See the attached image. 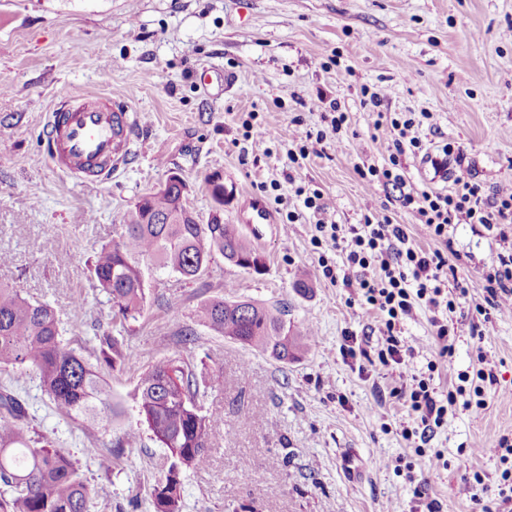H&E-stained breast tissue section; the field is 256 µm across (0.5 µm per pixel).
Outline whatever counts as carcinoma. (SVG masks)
I'll return each mask as SVG.
<instances>
[{"mask_svg": "<svg viewBox=\"0 0 512 512\" xmlns=\"http://www.w3.org/2000/svg\"><path fill=\"white\" fill-rule=\"evenodd\" d=\"M186 186L166 183L130 205L117 241L103 247L92 276L112 302L115 315L137 320L147 305L143 264L156 273L193 280L218 253L255 273L264 259L235 224L224 223V185L212 190L214 206L200 222L186 199ZM285 312L253 300L213 298L200 302L194 320L245 347L288 363L304 343L290 334ZM95 360L63 343L52 306L33 302L0 281V368L30 369L56 410L90 427L122 416L101 369L128 365L132 356L117 337H97ZM199 380L178 357L145 369L133 391L140 422L168 450V466L151 493L153 512H182L184 477L209 461V432L217 421L204 413ZM25 402L0 391V512H89L91 492L74 462L53 442L29 435Z\"/></svg>", "mask_w": 512, "mask_h": 512, "instance_id": "cac0c4a2", "label": "carcinoma"}]
</instances>
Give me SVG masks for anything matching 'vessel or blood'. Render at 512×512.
<instances>
[{"instance_id":"obj_1","label":"vessel or blood","mask_w":512,"mask_h":512,"mask_svg":"<svg viewBox=\"0 0 512 512\" xmlns=\"http://www.w3.org/2000/svg\"><path fill=\"white\" fill-rule=\"evenodd\" d=\"M133 123L123 105L111 98L66 100L54 108L46 128L48 153L65 174L88 182L111 179L128 154ZM423 176L447 182L451 168L434 155L419 163Z\"/></svg>"}]
</instances>
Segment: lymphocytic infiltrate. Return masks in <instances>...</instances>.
I'll list each match as a JSON object with an SVG mask.
<instances>
[{"label":"lymphocytic infiltrate","mask_w":512,"mask_h":512,"mask_svg":"<svg viewBox=\"0 0 512 512\" xmlns=\"http://www.w3.org/2000/svg\"><path fill=\"white\" fill-rule=\"evenodd\" d=\"M376 125L390 126L393 139L384 164L367 166L360 176L366 187L389 189V205L411 213L425 235L432 241L425 248L413 244L403 225L395 223L390 214L365 217L360 224H338L318 221L312 238L317 247L342 252V267L323 264L322 274L330 282L341 283L349 294L348 304L376 311L380 318L379 341L374 350L378 363L385 367L405 364L414 349L402 337L404 325L418 311L429 314L433 339L438 346V359L454 353L458 320L455 316L459 301L468 294L460 281H449L451 258L457 257L452 232L455 225H471L475 232L493 239L496 257L485 274L483 299L475 303L469 325L470 335L482 338L483 323L501 315H512V184L487 191L476 177H457L448 192L415 188L407 179V153L419 152L423 142L417 134L421 119L415 113L392 114L382 109L377 95L365 101ZM327 126L306 133L288 151L289 163L299 166L310 157L325 156L328 147L336 145L347 122V116L337 101L329 103ZM438 360L428 361L425 372L411 378L392 380L389 394L402 400L406 419L402 435L414 443L415 453H427L434 466H444L443 455L426 451L448 417V409L461 405L463 410L481 413L484 386L497 383L496 364L483 359L476 372L473 399H466L463 383L466 374H459V387L444 390L434 382Z\"/></svg>","instance_id":"lymphocytic-infiltrate-1"}]
</instances>
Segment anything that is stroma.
I'll list each match as a JSON object with an SVG mask.
<instances>
[{
    "label": "stroma",
    "instance_id": "35a3bbf8",
    "mask_svg": "<svg viewBox=\"0 0 512 512\" xmlns=\"http://www.w3.org/2000/svg\"><path fill=\"white\" fill-rule=\"evenodd\" d=\"M223 71L235 78L225 90ZM0 81V253L12 259L0 281L52 305L71 347L93 346L109 330L132 354L128 366L104 372L125 414L95 429L55 412L35 372L0 369V389L28 405L31 436L53 439L75 463L91 512H152L167 451L140 424L131 392L165 357L184 358L209 379L208 354L222 360L224 386L203 406L222 421L210 434L208 465L184 479L182 512H404L412 487L393 468L399 458L413 461L443 512H477L470 478L477 472L495 484L504 466L487 450L512 438V317L494 319L481 341L460 326L436 385L473 372L481 350L495 361L498 383L481 415L449 408L430 442L448 465L431 467L402 436L389 369L341 351L349 332L376 346L378 318L323 277L312 243L319 217L294 187L320 190L324 217L339 224L381 212L387 191L366 189L357 168L382 163L392 134L374 128L365 86L388 111L429 113L419 130L429 150L449 143L467 156L455 175L471 173L490 188L512 183V0H0ZM98 96L126 103L134 133L111 180L91 185L56 167L44 125L60 102ZM332 99L347 114L340 144L287 170L288 148L321 126ZM269 130L278 135L270 154L243 163L244 132ZM173 173L203 221L212 179L232 188L224 221L252 238L266 268L249 273L217 255L192 281L151 274L143 315L113 324L92 264L118 239L131 201ZM274 179L276 198L259 190ZM249 199L301 217L285 227L242 224L238 204ZM453 239L471 306L496 245L467 224L455 226ZM300 282L307 293L296 291ZM231 295L286 308L304 355L284 364L195 324L201 301ZM187 328L195 343H183ZM404 337L416 350L406 374L424 370L436 357L426 312L407 322ZM111 443L122 451L105 472L98 461Z\"/></svg>",
    "mask_w": 512,
    "mask_h": 512
}]
</instances>
